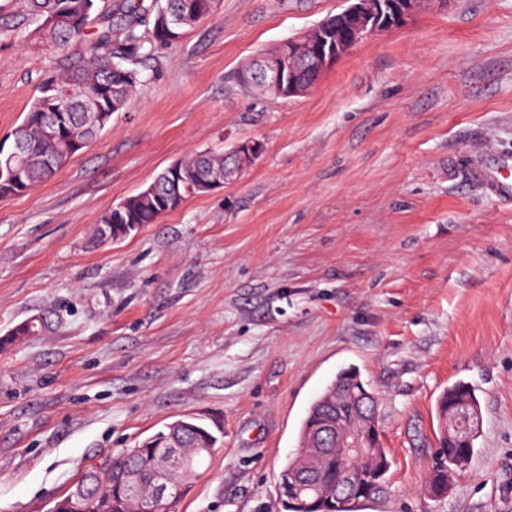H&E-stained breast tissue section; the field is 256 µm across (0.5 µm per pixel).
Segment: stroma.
I'll return each mask as SVG.
<instances>
[{"label": "stroma", "mask_w": 512, "mask_h": 512, "mask_svg": "<svg viewBox=\"0 0 512 512\" xmlns=\"http://www.w3.org/2000/svg\"><path fill=\"white\" fill-rule=\"evenodd\" d=\"M344 0H219L139 64L112 128L0 199V512H50L91 457L180 415L224 443L175 512H272L311 402L346 368L379 399L390 467L349 512H512V206L465 151L512 157V0H433L368 36L303 96L242 64ZM0 0V139L82 59L27 39ZM264 150L237 180L101 246L114 204L194 151ZM471 385L482 429L446 494L423 489L435 405Z\"/></svg>", "instance_id": "35a3bbf8"}]
</instances>
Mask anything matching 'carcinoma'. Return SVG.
<instances>
[{"label":"carcinoma","instance_id":"carcinoma-1","mask_svg":"<svg viewBox=\"0 0 512 512\" xmlns=\"http://www.w3.org/2000/svg\"><path fill=\"white\" fill-rule=\"evenodd\" d=\"M35 28L30 39L56 52L71 44H85L86 57L71 65L64 75H50L38 87L23 121L12 132V142L20 153L0 151V198L24 193L49 180L75 152L68 138L75 134L83 144L96 140L106 128L86 121V112L94 107L110 115L125 108L141 74L124 65L135 58H147L159 45H172L180 39L171 27V10L184 0H164L155 6L144 0H129L121 12L109 16L92 39L86 28L98 10L97 0H27ZM155 13L153 26L141 29L142 16ZM60 97L69 109L56 115L53 105ZM57 121L67 128L60 137L46 132L47 124ZM236 162L244 169L246 160L222 153L204 152L180 161L181 182L186 198L204 193L201 183L224 173V166ZM125 223H112V211L102 217L97 242L105 245L126 238L128 224H154L164 215L163 208L151 196L136 193L116 204ZM481 413L479 402L469 386L457 383L443 392L437 406V445L431 456L426 484L448 486V478L462 470L469 461L480 428H465L463 415ZM342 416L346 432L361 419L379 420V400L361 379L360 373L348 368L340 371L328 387L311 403L300 429V450L288 460L280 478L296 475L297 482L279 483L277 512H348L352 502L369 499L383 492L384 476L389 467L382 443L374 446L371 461L340 458L336 448V430H327V421ZM219 438L194 418L183 416L163 426L133 448H125L103 459L104 472L111 479L106 485L90 488L85 512H140L139 500L121 482V476L137 472L141 480L153 479L144 464L162 461L166 454L179 457L191 471L200 468ZM166 498L155 502V512H171L172 506L187 495L182 473L169 475Z\"/></svg>","mask_w":512,"mask_h":512}]
</instances>
